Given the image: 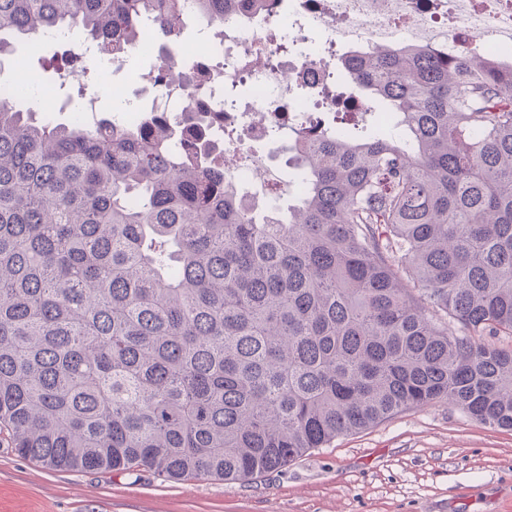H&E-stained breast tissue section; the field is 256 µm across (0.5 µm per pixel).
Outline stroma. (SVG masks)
I'll list each match as a JSON object with an SVG mask.
<instances>
[{
  "label": "stroma",
  "mask_w": 512,
  "mask_h": 512,
  "mask_svg": "<svg viewBox=\"0 0 512 512\" xmlns=\"http://www.w3.org/2000/svg\"><path fill=\"white\" fill-rule=\"evenodd\" d=\"M58 47L15 41L0 56V83L38 71L35 99L58 96L49 65ZM155 51L124 65L94 60L88 79L108 116L109 86L157 64ZM0 512H512V431L492 429L442 404L412 409L336 439L288 466L239 483L171 480L151 470L58 471L0 443Z\"/></svg>",
  "instance_id": "35a3bbf8"
}]
</instances>
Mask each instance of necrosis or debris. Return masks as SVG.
I'll list each match as a JSON object with an SVG mask.
<instances>
[{"label": "necrosis or debris", "mask_w": 512, "mask_h": 512, "mask_svg": "<svg viewBox=\"0 0 512 512\" xmlns=\"http://www.w3.org/2000/svg\"><path fill=\"white\" fill-rule=\"evenodd\" d=\"M187 22L197 25L195 14ZM197 27L209 46L180 64L182 78L167 86L162 110L173 122L205 116L224 135L225 179L259 196L279 184L275 154L310 125L314 110L341 106L328 92L322 48L342 56L423 44L497 53L512 47V0H275L253 14L225 15L220 31ZM242 84L247 98L229 105Z\"/></svg>", "instance_id": "obj_1"}]
</instances>
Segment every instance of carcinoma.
I'll return each mask as SVG.
<instances>
[{
  "label": "carcinoma",
  "instance_id": "carcinoma-1",
  "mask_svg": "<svg viewBox=\"0 0 512 512\" xmlns=\"http://www.w3.org/2000/svg\"><path fill=\"white\" fill-rule=\"evenodd\" d=\"M245 0H195L221 27ZM185 0H0L11 38L65 28L127 61ZM361 111L288 143L286 205L243 195L158 107L68 124L0 94V438L60 470L248 480L443 403L512 430V57L340 61Z\"/></svg>",
  "mask_w": 512,
  "mask_h": 512
}]
</instances>
